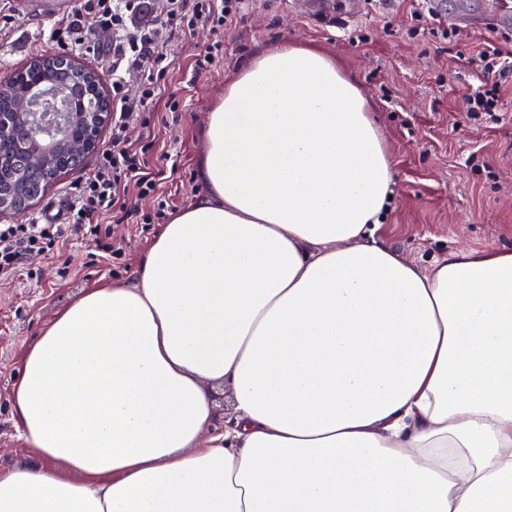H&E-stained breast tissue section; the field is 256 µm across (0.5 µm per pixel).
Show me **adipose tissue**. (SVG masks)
Listing matches in <instances>:
<instances>
[{
  "mask_svg": "<svg viewBox=\"0 0 512 512\" xmlns=\"http://www.w3.org/2000/svg\"><path fill=\"white\" fill-rule=\"evenodd\" d=\"M198 177L132 283L30 342L0 512H512V249L377 239L393 164L336 58L258 52ZM209 388L215 409L213 430L216 433H223L220 432V430H224V425L225 427L228 426L229 422L235 418V412L232 404V388L230 385L223 383H213Z\"/></svg>",
  "mask_w": 512,
  "mask_h": 512,
  "instance_id": "ef3b65f1",
  "label": "adipose tissue"
}]
</instances>
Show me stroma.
Wrapping results in <instances>:
<instances>
[{
	"label": "stroma",
	"mask_w": 512,
	"mask_h": 512,
	"mask_svg": "<svg viewBox=\"0 0 512 512\" xmlns=\"http://www.w3.org/2000/svg\"><path fill=\"white\" fill-rule=\"evenodd\" d=\"M414 0L361 4L349 14L340 0H250L237 21L217 30L197 27L193 38L168 46L170 70L155 113L169 100L180 114L169 124H130L132 139L149 135L154 153L174 165L158 194L183 209L205 195L197 177L202 132L225 82L258 51L281 43L316 47L334 57L360 85L385 136L395 192L381 218L380 240L401 256L430 265L451 248L512 249V84L501 89L500 120L463 118L464 97L480 76L459 54L485 37L459 30L455 40L413 35ZM50 26L32 17L24 0H0V77L26 67L48 48ZM224 59L202 70L194 56L215 40ZM137 224L112 227L121 256L104 260L94 247L70 236L62 255L70 275L59 278L52 260L36 257L32 279H0V466L29 456L16 430L9 395L20 376L27 345L77 293L102 281H131L140 255L155 238Z\"/></svg>",
	"instance_id": "obj_1"
}]
</instances>
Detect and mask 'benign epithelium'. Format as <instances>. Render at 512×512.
Here are the masks:
<instances>
[{
  "label": "benign epithelium",
  "instance_id": "1",
  "mask_svg": "<svg viewBox=\"0 0 512 512\" xmlns=\"http://www.w3.org/2000/svg\"><path fill=\"white\" fill-rule=\"evenodd\" d=\"M54 89L37 81L16 98L18 111L0 117V132L10 131L20 143L14 165L21 171L43 169L55 179L80 164L94 152L102 127L111 119L109 112H39ZM27 194L23 185L12 198L0 196V214H23L28 206L19 202Z\"/></svg>",
  "mask_w": 512,
  "mask_h": 512
}]
</instances>
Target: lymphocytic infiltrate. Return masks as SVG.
<instances>
[{"mask_svg": "<svg viewBox=\"0 0 512 512\" xmlns=\"http://www.w3.org/2000/svg\"><path fill=\"white\" fill-rule=\"evenodd\" d=\"M147 0H78L73 17L53 24L49 40L59 49H85L91 34L111 30L112 123L110 142L100 152L94 173L69 189L72 201L63 224H0V278L27 273L29 256L52 258L59 244L74 234L94 245L103 258L119 254L111 241L110 224L150 225L164 218L171 204L156 197V185L165 173L149 144L132 142L128 127L133 117L149 111L168 72L167 48L175 38L191 37L195 27L209 23L221 28L232 23L244 0H166L162 17H150ZM467 66L480 73L486 88L466 99L467 119L500 111V88L512 78V37L484 38L469 52ZM137 94H129V83ZM139 198L153 201V210L140 212L125 199L128 186Z\"/></svg>", "mask_w": 512, "mask_h": 512, "instance_id": "lymphocytic-infiltrate-1", "label": "lymphocytic infiltrate"}]
</instances>
